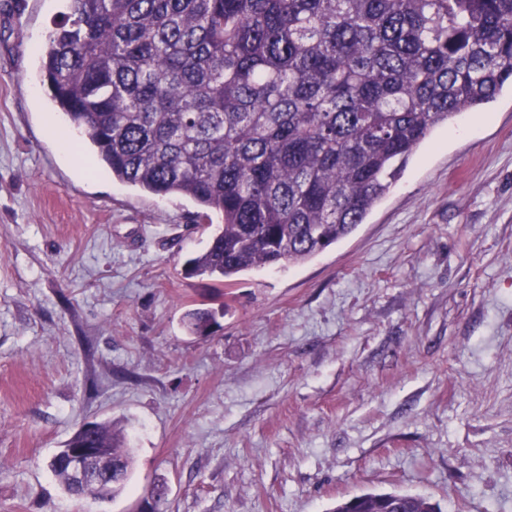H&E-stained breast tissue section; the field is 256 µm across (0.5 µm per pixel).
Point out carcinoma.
Returning a JSON list of instances; mask_svg holds the SVG:
<instances>
[{
	"label": "carcinoma",
	"instance_id": "1",
	"mask_svg": "<svg viewBox=\"0 0 512 512\" xmlns=\"http://www.w3.org/2000/svg\"><path fill=\"white\" fill-rule=\"evenodd\" d=\"M38 59L53 106L112 179L182 196L214 225L185 275L226 285L304 263L348 237L421 144L512 89V0H63ZM217 324L188 311L187 332ZM115 497L134 457L109 426L82 435ZM334 512H440L364 493Z\"/></svg>",
	"mask_w": 512,
	"mask_h": 512
}]
</instances>
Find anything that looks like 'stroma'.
Instances as JSON below:
<instances>
[{"label": "stroma", "mask_w": 512, "mask_h": 512, "mask_svg": "<svg viewBox=\"0 0 512 512\" xmlns=\"http://www.w3.org/2000/svg\"><path fill=\"white\" fill-rule=\"evenodd\" d=\"M58 12L0 0V512H143L160 483L167 512H512V92L346 239L218 286L184 273L211 234L193 202L62 155L37 76ZM89 421L134 453L106 501L48 467ZM184 325L190 335H207L217 325L215 312L208 308L192 309L185 314ZM440 512L430 499L401 492L364 493L336 505L334 512Z\"/></svg>", "instance_id": "35a3bbf8"}]
</instances>
